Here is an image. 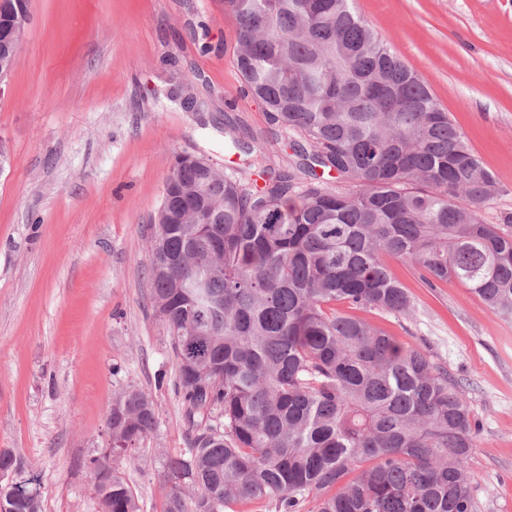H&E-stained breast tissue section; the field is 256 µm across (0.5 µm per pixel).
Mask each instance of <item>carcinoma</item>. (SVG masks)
I'll return each instance as SVG.
<instances>
[{"mask_svg": "<svg viewBox=\"0 0 512 512\" xmlns=\"http://www.w3.org/2000/svg\"><path fill=\"white\" fill-rule=\"evenodd\" d=\"M249 94L300 136L299 174L262 155L224 176L174 156L161 204L202 191L201 219L162 221L150 298L177 361L189 420L216 419L164 471L183 478L164 512H225L255 501L300 512H473L467 461L477 424L444 367L368 321L411 300L385 257L430 287L457 280L512 317V224H485L493 175L426 80L350 0H224ZM346 182L334 189L325 180ZM156 425L152 402L112 400V454ZM102 512H140L112 473ZM15 512H40L23 483Z\"/></svg>", "mask_w": 512, "mask_h": 512, "instance_id": "cac0c4a2", "label": "carcinoma"}]
</instances>
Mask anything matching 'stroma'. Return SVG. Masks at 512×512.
<instances>
[{"label":"stroma","mask_w":512,"mask_h":512,"mask_svg":"<svg viewBox=\"0 0 512 512\" xmlns=\"http://www.w3.org/2000/svg\"><path fill=\"white\" fill-rule=\"evenodd\" d=\"M422 75L494 176L487 224L512 219V0H353ZM0 97V450L36 479L41 512H100L84 466L107 447L106 410L128 388L157 423L112 467L163 512L167 457L199 433L176 388L171 339L150 303V218L174 153L242 167L241 138L271 167L296 158L236 69L224 0H31ZM189 83L206 111L172 93ZM387 264L413 301L367 319L463 382L479 424L468 472L475 512H512V319L458 281L428 287Z\"/></svg>","instance_id":"1"}]
</instances>
